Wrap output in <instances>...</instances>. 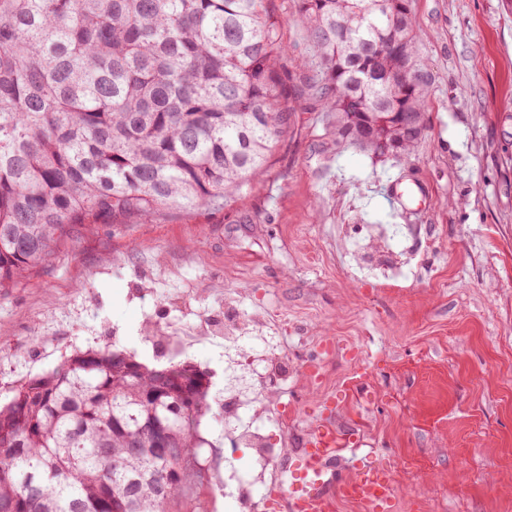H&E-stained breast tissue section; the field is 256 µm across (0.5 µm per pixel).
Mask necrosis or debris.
<instances>
[{
  "label": "necrosis or debris",
  "mask_w": 512,
  "mask_h": 512,
  "mask_svg": "<svg viewBox=\"0 0 512 512\" xmlns=\"http://www.w3.org/2000/svg\"><path fill=\"white\" fill-rule=\"evenodd\" d=\"M224 495L235 512H270L268 488L284 485L275 465L282 449L274 437L288 431V408L268 400L272 381H287L288 352L281 337L263 333L261 319L242 313L235 328L224 330ZM248 449L253 471L238 475L234 455Z\"/></svg>",
  "instance_id": "4bbe7bcc"
}]
</instances>
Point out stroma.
<instances>
[{
    "label": "stroma",
    "mask_w": 512,
    "mask_h": 512,
    "mask_svg": "<svg viewBox=\"0 0 512 512\" xmlns=\"http://www.w3.org/2000/svg\"><path fill=\"white\" fill-rule=\"evenodd\" d=\"M289 51L285 82L317 50L295 0H265ZM429 83L426 131L409 162L336 142L318 93L267 172L223 206L152 223L76 224L55 253L0 294V403L76 352L122 350L207 374L205 479L193 501L234 512L224 479V347L204 325L262 313L295 374L285 469L313 427L367 430L355 459L394 471L396 512H512V0H411ZM426 197L390 206L398 175ZM367 224H411L418 264L398 280L350 273L336 245ZM195 336L176 352L164 339Z\"/></svg>",
    "instance_id": "1"
}]
</instances>
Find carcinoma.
I'll return each mask as SVG.
<instances>
[{
	"mask_svg": "<svg viewBox=\"0 0 512 512\" xmlns=\"http://www.w3.org/2000/svg\"><path fill=\"white\" fill-rule=\"evenodd\" d=\"M264 0H0V293L73 224L237 196L298 98ZM336 143L426 130L410 0H297ZM210 385L189 362L76 353L0 405V512H185Z\"/></svg>",
	"mask_w": 512,
	"mask_h": 512,
	"instance_id": "obj_1",
	"label": "carcinoma"
}]
</instances>
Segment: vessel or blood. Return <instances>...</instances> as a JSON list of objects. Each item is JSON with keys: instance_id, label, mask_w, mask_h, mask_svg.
<instances>
[{"instance_id": "vessel-or-blood-1", "label": "vessel or blood", "mask_w": 512, "mask_h": 512, "mask_svg": "<svg viewBox=\"0 0 512 512\" xmlns=\"http://www.w3.org/2000/svg\"><path fill=\"white\" fill-rule=\"evenodd\" d=\"M336 432L327 425L317 426L309 435L290 469L284 496L274 497L272 512H323L334 491L363 499L369 512H394L396 493L386 476L366 460H358L349 480L338 479L335 470Z\"/></svg>"}]
</instances>
